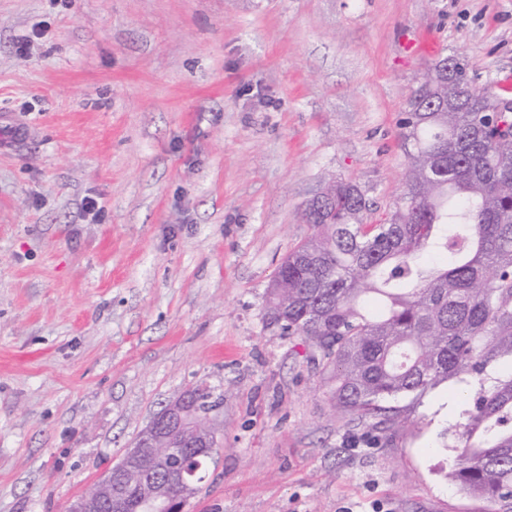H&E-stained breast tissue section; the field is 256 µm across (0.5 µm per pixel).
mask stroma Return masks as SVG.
<instances>
[{"label": "stroma", "mask_w": 512, "mask_h": 512, "mask_svg": "<svg viewBox=\"0 0 512 512\" xmlns=\"http://www.w3.org/2000/svg\"><path fill=\"white\" fill-rule=\"evenodd\" d=\"M424 31L512 98V0H0V114L29 130L0 151V512H66L200 383L222 446L187 512H512L449 477L471 386L375 431L263 319L323 185L370 224L400 195Z\"/></svg>", "instance_id": "stroma-1"}]
</instances>
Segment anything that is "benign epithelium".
<instances>
[{"instance_id": "benign-epithelium-1", "label": "benign epithelium", "mask_w": 512, "mask_h": 512, "mask_svg": "<svg viewBox=\"0 0 512 512\" xmlns=\"http://www.w3.org/2000/svg\"><path fill=\"white\" fill-rule=\"evenodd\" d=\"M455 68V62H448V100L444 102L447 111H456L460 100L467 95L479 99L495 98L487 85L462 87L451 77ZM200 402L201 390L192 386L165 404L142 430L126 455L107 470L91 490L74 498L67 512H101L104 508L109 512H128L125 487L138 481L140 464L146 457L163 462L179 457L191 448H198L208 456L213 455L221 447L215 423L221 406L202 410L198 408ZM165 481L175 488V493L163 500L148 499L147 506L159 512H185L192 497V485L185 471L172 470L166 474Z\"/></svg>"}]
</instances>
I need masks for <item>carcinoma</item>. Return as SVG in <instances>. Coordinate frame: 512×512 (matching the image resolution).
I'll use <instances>...</instances> for the list:
<instances>
[{"label":"carcinoma","instance_id":"1","mask_svg":"<svg viewBox=\"0 0 512 512\" xmlns=\"http://www.w3.org/2000/svg\"><path fill=\"white\" fill-rule=\"evenodd\" d=\"M445 92L419 81L410 93L408 171L383 222H364L365 195L343 180L325 213H304L313 233L278 267L263 319L310 339L336 411L376 430L406 422L392 400L474 385L449 477L467 494L512 500V377L486 385L490 368L512 362V112L478 99L440 112ZM426 251L451 264L422 263ZM144 479L159 490L160 463Z\"/></svg>","mask_w":512,"mask_h":512}]
</instances>
